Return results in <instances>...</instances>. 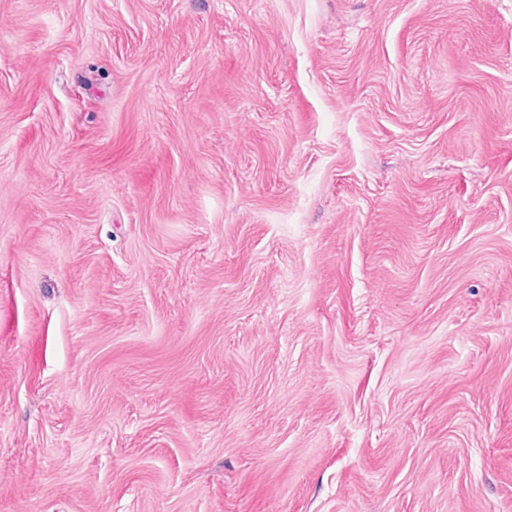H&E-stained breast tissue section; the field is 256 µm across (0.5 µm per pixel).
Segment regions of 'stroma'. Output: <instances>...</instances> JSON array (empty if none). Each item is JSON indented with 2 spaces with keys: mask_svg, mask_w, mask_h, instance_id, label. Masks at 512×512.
Masks as SVG:
<instances>
[{
  "mask_svg": "<svg viewBox=\"0 0 512 512\" xmlns=\"http://www.w3.org/2000/svg\"><path fill=\"white\" fill-rule=\"evenodd\" d=\"M0 512H512V0H0Z\"/></svg>",
  "mask_w": 512,
  "mask_h": 512,
  "instance_id": "obj_1",
  "label": "stroma"
}]
</instances>
